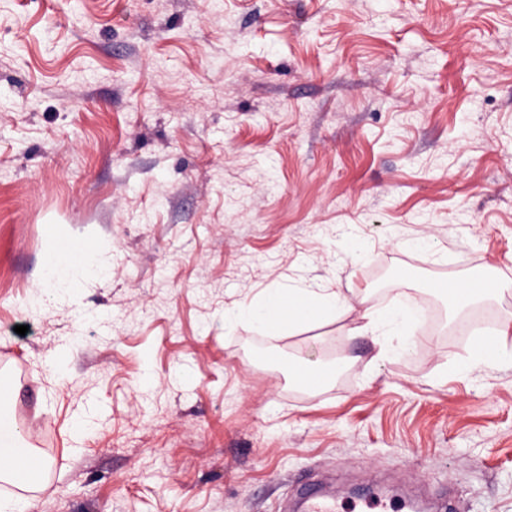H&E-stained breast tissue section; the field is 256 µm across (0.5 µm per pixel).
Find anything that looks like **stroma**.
<instances>
[{
	"instance_id": "1",
	"label": "stroma",
	"mask_w": 512,
	"mask_h": 512,
	"mask_svg": "<svg viewBox=\"0 0 512 512\" xmlns=\"http://www.w3.org/2000/svg\"><path fill=\"white\" fill-rule=\"evenodd\" d=\"M52 229L107 275L52 288ZM486 269L512 281V0H0V375L50 462L28 512H281L306 475L337 512H512V334L474 365L432 293ZM269 288L351 307L233 316ZM412 300L433 332L361 331ZM329 353L298 390L289 361Z\"/></svg>"
}]
</instances>
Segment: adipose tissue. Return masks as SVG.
<instances>
[{
  "label": "adipose tissue",
  "mask_w": 512,
  "mask_h": 512,
  "mask_svg": "<svg viewBox=\"0 0 512 512\" xmlns=\"http://www.w3.org/2000/svg\"><path fill=\"white\" fill-rule=\"evenodd\" d=\"M95 262L94 252L65 253L60 249V239L50 235L45 255V277L51 287L70 288ZM349 300L336 291L267 289L257 308L245 309L247 317L271 327L291 329L315 322L347 307ZM31 448L21 441L13 421L0 419V481L28 489L32 483L21 477L15 463L17 457L30 454Z\"/></svg>",
  "instance_id": "1"
}]
</instances>
